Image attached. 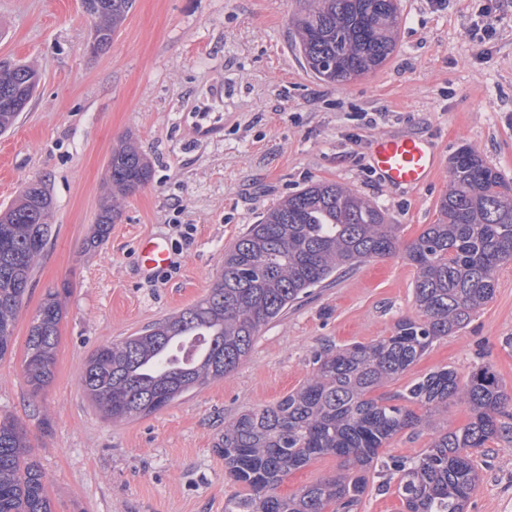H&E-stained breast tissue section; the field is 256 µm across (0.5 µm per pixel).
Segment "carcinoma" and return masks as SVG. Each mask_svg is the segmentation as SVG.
I'll return each mask as SVG.
<instances>
[{
    "label": "carcinoma",
    "instance_id": "carcinoma-1",
    "mask_svg": "<svg viewBox=\"0 0 512 512\" xmlns=\"http://www.w3.org/2000/svg\"><path fill=\"white\" fill-rule=\"evenodd\" d=\"M296 17L298 47L313 74L344 82L381 67L396 50L397 0H313ZM97 20L92 45L107 48L133 0H82ZM39 84L28 64H0V134L15 124ZM147 156L130 140L112 152L107 190L92 242L104 240L120 214V199L151 179ZM52 198L28 185L0 212V359L13 346L31 274L48 244ZM440 218L399 248L398 227L384 210L352 189L317 182L291 194L249 226L224 251V267L197 304L87 358L80 383L104 419L147 416L195 386L231 373L251 350L260 328L339 271L399 253L417 269L420 321L401 319L392 335L316 355L314 369L295 391L272 405L250 409L224 425L217 444L224 476L248 493L224 503V512H356L366 472L394 436L428 428L431 418L465 404L470 421L435 429L415 457L384 463L405 512H466L479 481L471 450L512 434L503 420L509 401L488 366L461 382L443 367L413 380L401 404L373 392L408 371L434 341L451 335L494 295L495 273L512 261V183L470 147L451 158ZM68 286L39 304L26 338L24 378L33 391L54 377L63 298ZM343 459L347 472L282 496L288 474L313 460ZM0 512H54L45 476L26 426L0 417Z\"/></svg>",
    "mask_w": 512,
    "mask_h": 512
}]
</instances>
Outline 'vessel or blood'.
<instances>
[{
    "mask_svg": "<svg viewBox=\"0 0 512 512\" xmlns=\"http://www.w3.org/2000/svg\"><path fill=\"white\" fill-rule=\"evenodd\" d=\"M372 166L388 186L416 190L428 185L436 176L438 158L429 138L396 135L373 141L370 150ZM140 265L147 273H155L170 263V248L162 238L147 236L137 244Z\"/></svg>",
    "mask_w": 512,
    "mask_h": 512,
    "instance_id": "vessel-or-blood-1",
    "label": "vessel or blood"
}]
</instances>
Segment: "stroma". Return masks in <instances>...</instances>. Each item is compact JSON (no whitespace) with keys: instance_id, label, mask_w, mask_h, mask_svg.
Returning <instances> with one entry per match:
<instances>
[{"instance_id":"obj_1","label":"stroma","mask_w":512,"mask_h":512,"mask_svg":"<svg viewBox=\"0 0 512 512\" xmlns=\"http://www.w3.org/2000/svg\"><path fill=\"white\" fill-rule=\"evenodd\" d=\"M308 4L134 0L94 55L81 0H0V61L31 62L41 74L27 110L0 135V211L37 181L54 206L13 352L0 359V416L27 426L55 512H224L244 491L225 479L216 450L225 422L297 389L317 353L421 319L415 267L398 255L371 259L262 326L224 378L153 414L105 420L79 382L89 355L203 299L225 249L267 210L333 182L380 205L407 244L437 223L458 149L473 148L512 181V0H398L395 52L375 73L339 83L316 78L295 45L291 21ZM395 134L431 138L442 170L430 185L407 192L378 180L370 143ZM128 139L152 177L95 244L107 162ZM150 235L172 252L151 277L137 256ZM65 285L54 378L35 394L22 373L28 328L45 293ZM481 365L512 391V262L497 270L487 304L378 394L445 366L464 379ZM473 458L481 480L468 512H512V438Z\"/></svg>"}]
</instances>
